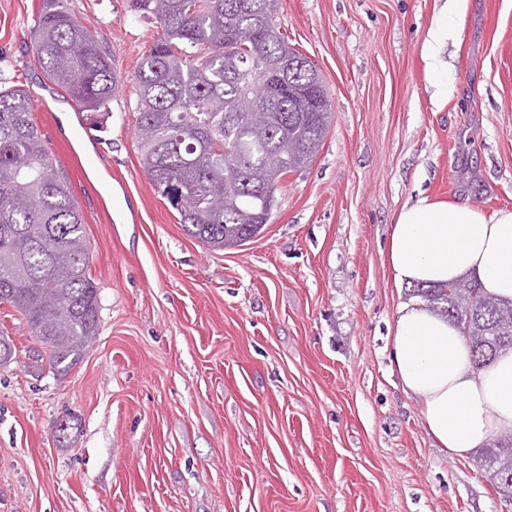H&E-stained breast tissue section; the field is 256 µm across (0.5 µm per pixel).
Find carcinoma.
I'll use <instances>...</instances> for the list:
<instances>
[{
  "label": "carcinoma",
  "instance_id": "carcinoma-1",
  "mask_svg": "<svg viewBox=\"0 0 512 512\" xmlns=\"http://www.w3.org/2000/svg\"><path fill=\"white\" fill-rule=\"evenodd\" d=\"M157 37L133 81L143 169L192 237L215 248L259 235L289 173L323 144L332 107L315 63L288 46L280 0H131ZM43 76L78 106L107 109L117 89L102 35L67 0H42L33 43ZM288 60L282 86L270 64ZM29 92L0 87V304L26 320L50 367L72 369L100 328L98 288L72 186L48 152ZM418 295L456 322L484 365L512 350V302L474 280ZM512 501V435L481 458Z\"/></svg>",
  "mask_w": 512,
  "mask_h": 512
}]
</instances>
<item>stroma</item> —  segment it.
Returning a JSON list of instances; mask_svg holds the SVG:
<instances>
[{"mask_svg":"<svg viewBox=\"0 0 512 512\" xmlns=\"http://www.w3.org/2000/svg\"><path fill=\"white\" fill-rule=\"evenodd\" d=\"M41 0H0V78L31 94L85 222L100 330L54 374L0 305V512H512L480 451L437 448L390 363L412 297L385 261L396 212L426 193L512 209V0L449 13L436 108L421 42L445 0H282L289 45L333 118L259 236L185 232L137 148L133 75L157 36L129 0H68L122 75L87 112L42 75ZM65 414L76 428L58 440Z\"/></svg>","mask_w":512,"mask_h":512,"instance_id":"35a3bbf8","label":"stroma"}]
</instances>
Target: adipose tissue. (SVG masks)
<instances>
[{
  "label": "adipose tissue",
  "instance_id": "1",
  "mask_svg": "<svg viewBox=\"0 0 512 512\" xmlns=\"http://www.w3.org/2000/svg\"><path fill=\"white\" fill-rule=\"evenodd\" d=\"M386 258L397 285H444L472 277L512 300V210L492 215L425 195L395 214ZM391 358L403 391L422 405L437 447L466 456L512 434V353L479 369L460 329L412 300L390 327Z\"/></svg>",
  "mask_w": 512,
  "mask_h": 512
}]
</instances>
